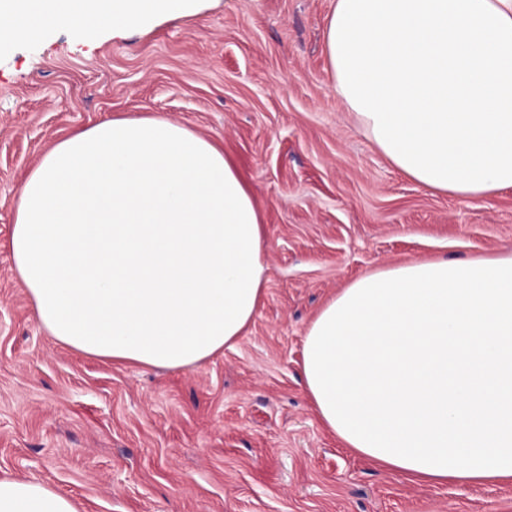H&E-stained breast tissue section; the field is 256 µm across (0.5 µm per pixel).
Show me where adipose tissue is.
Returning <instances> with one entry per match:
<instances>
[{
	"label": "adipose tissue",
	"mask_w": 512,
	"mask_h": 512,
	"mask_svg": "<svg viewBox=\"0 0 512 512\" xmlns=\"http://www.w3.org/2000/svg\"><path fill=\"white\" fill-rule=\"evenodd\" d=\"M205 0H0V42L120 35ZM339 98L401 173L477 198L512 188V0H336ZM12 262L40 326L84 355L193 367L266 295L258 205L223 150L155 116L56 143L24 178ZM306 392L345 447L416 482L512 483V252L358 277L304 339ZM0 512H77L0 479Z\"/></svg>",
	"instance_id": "ef3b65f1"
}]
</instances>
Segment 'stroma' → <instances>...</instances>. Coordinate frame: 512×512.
I'll return each instance as SVG.
<instances>
[{"label": "stroma", "instance_id": "obj_1", "mask_svg": "<svg viewBox=\"0 0 512 512\" xmlns=\"http://www.w3.org/2000/svg\"><path fill=\"white\" fill-rule=\"evenodd\" d=\"M336 0H215L85 42L0 46V478L78 512H512V483H409L319 421L303 385L315 314L359 276L512 251V190L459 199L405 177L337 96ZM163 116L221 145L258 201L267 294L244 335L170 371L88 357L34 318L9 239L19 187L61 139Z\"/></svg>", "mask_w": 512, "mask_h": 512}]
</instances>
